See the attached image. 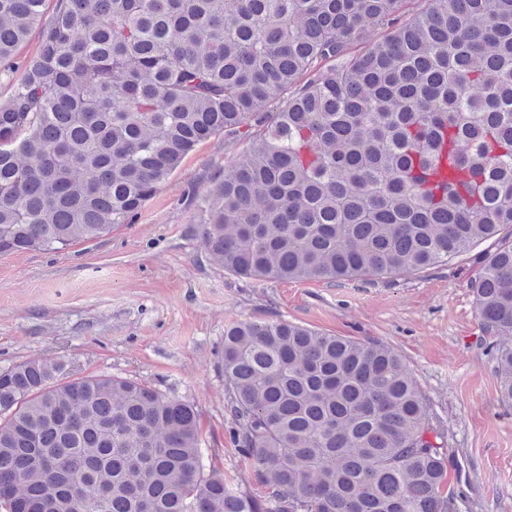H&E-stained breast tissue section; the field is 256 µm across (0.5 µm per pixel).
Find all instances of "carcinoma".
I'll use <instances>...</instances> for the list:
<instances>
[{
	"label": "carcinoma",
	"mask_w": 512,
	"mask_h": 512,
	"mask_svg": "<svg viewBox=\"0 0 512 512\" xmlns=\"http://www.w3.org/2000/svg\"><path fill=\"white\" fill-rule=\"evenodd\" d=\"M46 3L0 0L1 76L38 32L0 101V254L107 236L199 144L245 138L205 199L209 259L244 279L350 281L491 241L475 308L512 407V0L407 18L403 0ZM219 366L268 495L206 464L193 403L31 359L0 370V508L453 512L447 428L389 344L240 321Z\"/></svg>",
	"instance_id": "obj_1"
}]
</instances>
